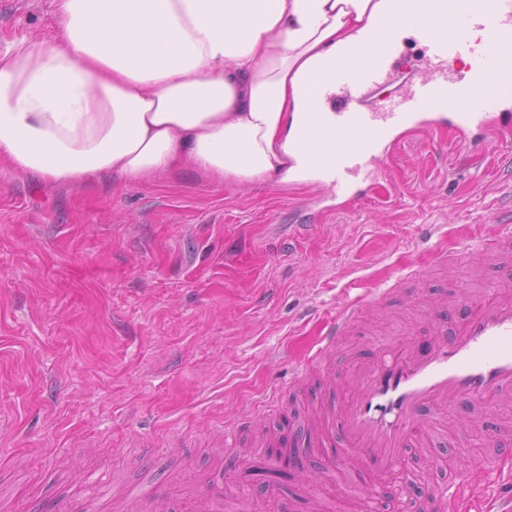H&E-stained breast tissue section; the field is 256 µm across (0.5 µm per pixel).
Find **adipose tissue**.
<instances>
[{"mask_svg": "<svg viewBox=\"0 0 512 512\" xmlns=\"http://www.w3.org/2000/svg\"><path fill=\"white\" fill-rule=\"evenodd\" d=\"M450 0H54L59 35L0 46V165L49 186L303 184L326 164L323 81L453 33Z\"/></svg>", "mask_w": 512, "mask_h": 512, "instance_id": "1", "label": "adipose tissue"}]
</instances>
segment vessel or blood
<instances>
[{"label": "vessel or blood", "mask_w": 512, "mask_h": 512, "mask_svg": "<svg viewBox=\"0 0 512 512\" xmlns=\"http://www.w3.org/2000/svg\"><path fill=\"white\" fill-rule=\"evenodd\" d=\"M456 32L429 40L431 61L423 78L374 106L365 100L389 80L391 48L380 44L372 60L325 82L317 97L328 98L333 120L326 140L336 152L320 175L336 198L337 209L357 199V184L375 185L382 151L397 147L399 133L448 131L461 146L484 132L512 145V115L502 110L503 87L512 85V54L475 62L474 32L492 43L512 40V0H464L457 8ZM470 66H463V59ZM512 249V214L486 239L483 253ZM359 316L357 304H342L325 325L319 347L298 370L296 383L319 371ZM350 396L323 408L329 427L322 445L339 448L341 465L358 464L375 475L399 467L408 448L421 442L425 421L438 413L435 428L446 425L441 414L481 404L512 400V290L493 286L464 309L449 306L434 314L427 332L376 344L365 363L348 372ZM222 479L201 485L196 512H222Z\"/></svg>", "instance_id": "obj_1"}]
</instances>
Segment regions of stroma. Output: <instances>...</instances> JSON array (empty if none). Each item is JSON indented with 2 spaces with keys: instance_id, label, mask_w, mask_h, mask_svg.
<instances>
[{
  "instance_id": "35a3bbf8",
  "label": "stroma",
  "mask_w": 512,
  "mask_h": 512,
  "mask_svg": "<svg viewBox=\"0 0 512 512\" xmlns=\"http://www.w3.org/2000/svg\"><path fill=\"white\" fill-rule=\"evenodd\" d=\"M58 27L53 0H0L1 39ZM429 56L406 38L372 101L419 78ZM381 166L387 199L340 212L326 188L274 179L216 186L182 169L50 189L1 165L0 496L16 512L86 496L77 456L91 450L108 467L112 512H140L128 488L164 482L182 503L230 450L240 465L224 475V512H255L272 486L295 512H366L371 489L406 478L430 491L461 470L475 491L457 512H493L503 487L474 461L498 452L512 403L448 414L408 449V471L381 479L332 467L301 422L304 406L348 393L318 376L292 383L339 305L368 302L330 360L346 370L379 341L424 332L448 302L512 281L511 265L480 251L492 213L512 202V158L495 140L437 151L430 134H409ZM251 414L255 425L223 448L221 430ZM291 432L310 450L312 487L300 472L266 471L271 445ZM142 448L155 451L152 471L134 461Z\"/></svg>"
}]
</instances>
